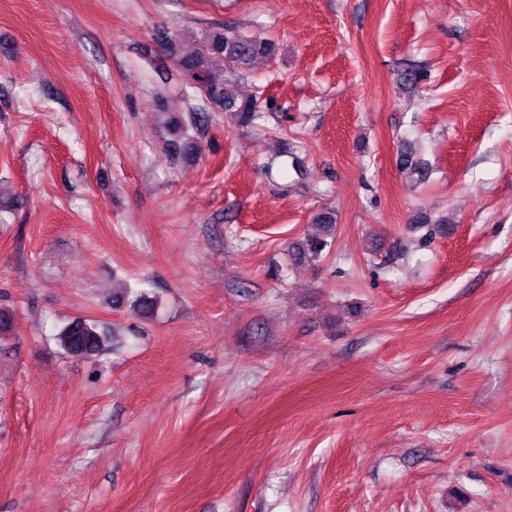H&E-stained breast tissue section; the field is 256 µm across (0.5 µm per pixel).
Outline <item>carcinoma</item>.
Instances as JSON below:
<instances>
[{"mask_svg": "<svg viewBox=\"0 0 512 512\" xmlns=\"http://www.w3.org/2000/svg\"><path fill=\"white\" fill-rule=\"evenodd\" d=\"M158 40L168 45L180 93L191 101L188 108L191 123H182L180 129L205 122L214 112L224 113L240 127L254 125L262 117L257 99L239 94L238 81L246 76L255 59L275 54L273 42L257 36H241L224 28L206 33L198 51L183 56L175 54L174 39L168 32H160ZM318 222L325 234L306 236L293 242L291 256L294 261H316L331 247L330 238L336 230L334 217L322 214ZM57 339L71 354L94 355L104 344L102 331L95 322L87 319L67 323L60 329Z\"/></svg>", "mask_w": 512, "mask_h": 512, "instance_id": "1", "label": "carcinoma"}]
</instances>
